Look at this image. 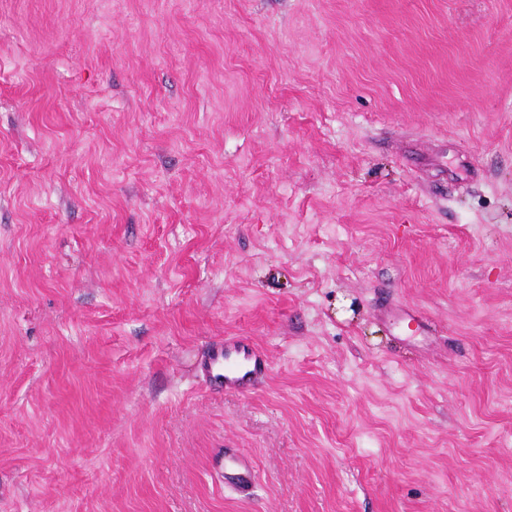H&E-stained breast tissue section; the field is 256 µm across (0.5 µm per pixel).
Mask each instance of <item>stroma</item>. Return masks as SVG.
<instances>
[{"label": "stroma", "instance_id": "1", "mask_svg": "<svg viewBox=\"0 0 512 512\" xmlns=\"http://www.w3.org/2000/svg\"><path fill=\"white\" fill-rule=\"evenodd\" d=\"M0 512H512V0H0ZM266 355L254 344L237 336L214 344L203 364V372L217 389L248 393L269 371ZM252 480V468L247 459L239 456L224 458V481L237 490L246 489Z\"/></svg>", "mask_w": 512, "mask_h": 512}]
</instances>
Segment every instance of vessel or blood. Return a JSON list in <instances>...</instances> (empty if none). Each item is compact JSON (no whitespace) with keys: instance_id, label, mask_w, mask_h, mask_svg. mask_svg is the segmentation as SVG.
Masks as SVG:
<instances>
[{"instance_id":"vessel-or-blood-1","label":"vessel or blood","mask_w":512,"mask_h":512,"mask_svg":"<svg viewBox=\"0 0 512 512\" xmlns=\"http://www.w3.org/2000/svg\"><path fill=\"white\" fill-rule=\"evenodd\" d=\"M269 368L266 355L254 344L237 336L214 344L203 364V372L210 383L228 393L251 392ZM224 480L234 489H246L252 480L248 460L239 456L225 457Z\"/></svg>"}]
</instances>
